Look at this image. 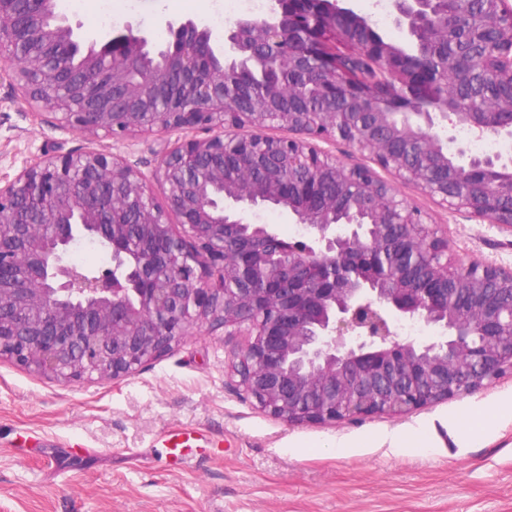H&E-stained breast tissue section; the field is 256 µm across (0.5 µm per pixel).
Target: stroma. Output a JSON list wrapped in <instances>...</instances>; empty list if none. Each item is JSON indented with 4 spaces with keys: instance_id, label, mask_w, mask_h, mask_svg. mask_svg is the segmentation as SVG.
Listing matches in <instances>:
<instances>
[{
    "instance_id": "obj_1",
    "label": "stroma",
    "mask_w": 512,
    "mask_h": 512,
    "mask_svg": "<svg viewBox=\"0 0 512 512\" xmlns=\"http://www.w3.org/2000/svg\"><path fill=\"white\" fill-rule=\"evenodd\" d=\"M65 12L82 32L132 23L165 35L168 19L214 26L216 0H135L108 22L94 5ZM119 146L150 170L142 139L90 138L33 119L0 81V177L44 155ZM400 191L447 222L467 263L512 268V232L447 214L431 198ZM245 337L186 335L136 374L62 382L0 358V512H512V373L471 395L404 416L289 425L245 398L231 368ZM188 423L214 443L174 469L157 438Z\"/></svg>"
}]
</instances>
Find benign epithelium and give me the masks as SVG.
Here are the masks:
<instances>
[{"label": "benign epithelium", "mask_w": 512, "mask_h": 512, "mask_svg": "<svg viewBox=\"0 0 512 512\" xmlns=\"http://www.w3.org/2000/svg\"><path fill=\"white\" fill-rule=\"evenodd\" d=\"M347 2L270 0L222 43L168 21L160 43L131 24L86 40L60 0H0V71L33 116L158 141L148 173L87 149L0 183L1 358L116 379L222 328L247 337L238 387L289 425L402 416L512 372V268L462 262L396 187L512 230V156L466 142L512 137V0H391L410 42L455 43L444 66ZM266 209L306 241L250 220ZM84 241L112 265L71 261Z\"/></svg>", "instance_id": "1"}]
</instances>
